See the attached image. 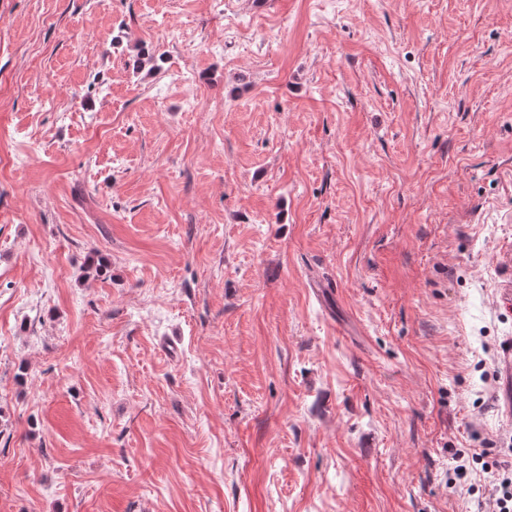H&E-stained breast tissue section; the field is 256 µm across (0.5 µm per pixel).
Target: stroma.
<instances>
[{"mask_svg":"<svg viewBox=\"0 0 512 512\" xmlns=\"http://www.w3.org/2000/svg\"><path fill=\"white\" fill-rule=\"evenodd\" d=\"M512 0H0V512H490Z\"/></svg>","mask_w":512,"mask_h":512,"instance_id":"35a3bbf8","label":"stroma"}]
</instances>
